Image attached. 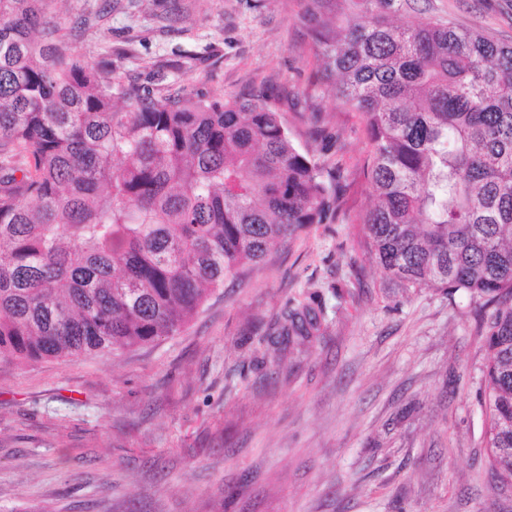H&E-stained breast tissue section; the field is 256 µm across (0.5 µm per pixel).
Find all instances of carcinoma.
<instances>
[{"instance_id": "1", "label": "carcinoma", "mask_w": 512, "mask_h": 512, "mask_svg": "<svg viewBox=\"0 0 512 512\" xmlns=\"http://www.w3.org/2000/svg\"><path fill=\"white\" fill-rule=\"evenodd\" d=\"M0 0V360L77 358L175 336L270 246L343 213L341 166L296 147L261 90L158 98L105 77L47 19ZM408 0H304L313 53L364 117L384 272L480 307L489 469L512 487V44ZM286 310L281 336L321 329Z\"/></svg>"}]
</instances>
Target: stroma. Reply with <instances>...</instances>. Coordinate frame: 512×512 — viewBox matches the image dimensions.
Listing matches in <instances>:
<instances>
[{
	"mask_svg": "<svg viewBox=\"0 0 512 512\" xmlns=\"http://www.w3.org/2000/svg\"><path fill=\"white\" fill-rule=\"evenodd\" d=\"M113 77L155 95L279 98L301 149L339 162L349 218L227 280L178 335L0 363V512H512L487 473L480 312L372 263L364 119L337 100L302 0H44ZM512 44V0H413ZM322 305V335H277Z\"/></svg>",
	"mask_w": 512,
	"mask_h": 512,
	"instance_id": "35a3bbf8",
	"label": "stroma"
}]
</instances>
